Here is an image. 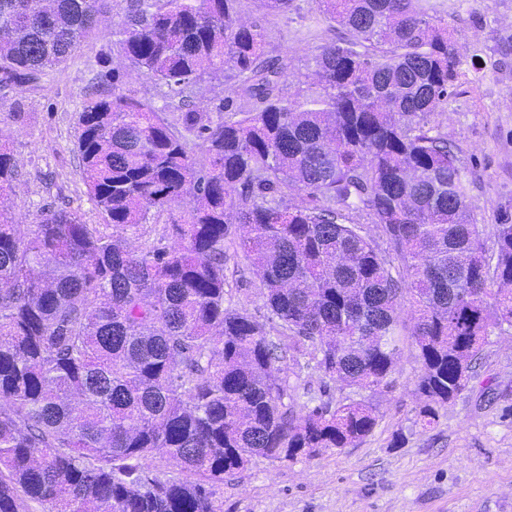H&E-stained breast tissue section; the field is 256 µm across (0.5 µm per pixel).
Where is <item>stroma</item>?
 Wrapping results in <instances>:
<instances>
[{
  "mask_svg": "<svg viewBox=\"0 0 512 512\" xmlns=\"http://www.w3.org/2000/svg\"><path fill=\"white\" fill-rule=\"evenodd\" d=\"M463 75L431 125L447 136L471 182L473 223H496L512 208V0H445ZM246 24L261 26L265 57L288 71L284 93L309 73L312 58L339 31L324 21L319 0H293L285 14H270L259 0H239ZM102 26L83 39L64 64L20 86L0 81V138L21 168L14 188L15 217L40 223L45 212H78L89 224L101 218L75 152L83 101L100 72L119 66ZM232 72L208 77L190 94L197 108L232 99L251 103ZM23 120H16V113ZM226 302L270 324L255 269L227 253ZM405 348L391 383L374 395L376 425L356 446L320 448L292 461L259 459L225 478L216 494L221 512H512V331L492 333L468 391L440 409L430 428L419 423L420 365Z\"/></svg>",
  "mask_w": 512,
  "mask_h": 512,
  "instance_id": "obj_1",
  "label": "stroma"
}]
</instances>
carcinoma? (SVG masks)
<instances>
[{"instance_id":"cac0c4a2","label":"carcinoma","mask_w":512,"mask_h":512,"mask_svg":"<svg viewBox=\"0 0 512 512\" xmlns=\"http://www.w3.org/2000/svg\"><path fill=\"white\" fill-rule=\"evenodd\" d=\"M101 2L0 0V79L65 62ZM236 2L119 0L112 51L168 92L130 97L114 68L84 103L75 146L102 223H15L21 170L0 142V512H20L21 494L48 512H220L217 484L254 460L367 437L363 393L389 386L406 339L428 428L469 389L492 330H512V210L471 222L466 171L428 121L461 76L445 4L321 0L345 36L285 95ZM229 63L252 108L216 119L189 91ZM291 188L317 204L286 203ZM152 212L178 241L130 249ZM228 244L259 271L270 332L224 306ZM310 369L360 399L325 384L295 411ZM157 450L180 475L151 473Z\"/></svg>"}]
</instances>
